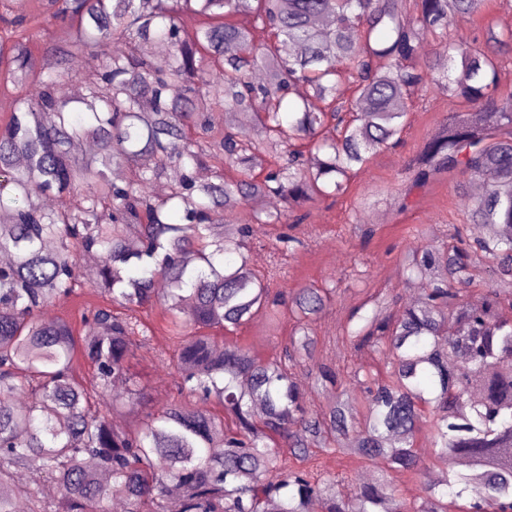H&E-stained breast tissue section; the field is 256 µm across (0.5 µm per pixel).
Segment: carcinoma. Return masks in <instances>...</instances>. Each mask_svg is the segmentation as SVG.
Listing matches in <instances>:
<instances>
[{
  "mask_svg": "<svg viewBox=\"0 0 512 512\" xmlns=\"http://www.w3.org/2000/svg\"><path fill=\"white\" fill-rule=\"evenodd\" d=\"M484 0H35L27 17L0 16V512H448L442 489L467 512L512 505V98L499 99L486 51L448 40ZM186 16L197 19L189 33ZM433 39L437 47L425 50ZM120 46L82 78L76 99L58 94L66 57ZM166 55L164 68L154 64ZM347 82L353 97L336 93ZM434 84L466 103L410 161L413 185L461 171L482 184L469 220L490 228L434 240L405 256L421 296L397 311L369 299L353 346L382 356L385 374L355 365L297 372L310 359L324 289L272 293L279 268L249 264L255 224H287L320 198L343 193L369 159L407 125L412 91ZM317 99L321 106L311 105ZM115 167L125 179L112 180ZM211 176L200 182L198 169ZM165 181L167 193L145 192ZM278 198L283 208H259ZM56 206H47V200ZM253 203L242 222L224 209ZM99 263L84 267L80 257ZM491 285L468 286L479 269ZM168 283L165 293L157 279ZM93 289L97 301L47 322L42 310ZM284 306L294 335L263 361L218 342ZM157 307L175 345L181 399L129 424L103 393L123 383L138 347L131 312ZM81 358L95 380L76 374ZM335 385L324 409L309 384ZM25 395L29 404L17 403ZM426 428L432 466L461 468L436 485L416 450ZM319 448L387 471L341 486L294 469ZM36 468L58 488L46 499L18 472ZM421 484L400 496L388 472ZM269 472L280 479L264 480Z\"/></svg>",
  "mask_w": 512,
  "mask_h": 512,
  "instance_id": "cac0c4a2",
  "label": "carcinoma"
}]
</instances>
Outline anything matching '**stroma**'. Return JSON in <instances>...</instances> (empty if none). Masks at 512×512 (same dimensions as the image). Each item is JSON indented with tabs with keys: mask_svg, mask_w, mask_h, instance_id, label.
<instances>
[{
	"mask_svg": "<svg viewBox=\"0 0 512 512\" xmlns=\"http://www.w3.org/2000/svg\"><path fill=\"white\" fill-rule=\"evenodd\" d=\"M505 28H512V0H485L480 14L454 25L451 37L483 47L489 31ZM461 107V101L442 94L433 84L415 90L400 145L374 155L352 177L347 192L309 206L303 223L292 229L278 289L290 295L313 284L332 291V302L317 321L313 364L323 363L340 373L353 364L380 365L378 354L370 349L336 345L333 337L343 335L352 314L370 296H393L401 307L411 302L418 288L403 278L404 255L424 246L430 236L445 237L454 226L466 223L475 181L455 171L413 191L408 169L424 143L438 135L451 113ZM141 318L154 335L129 364L142 395L125 402L122 415L127 419L171 402L176 394V373L167 361L173 350L162 318L155 309L143 311ZM293 328L289 315H281L273 325L258 315L225 332L224 339L270 360L278 356Z\"/></svg>",
	"mask_w": 512,
	"mask_h": 512,
	"instance_id": "obj_1",
	"label": "stroma"
}]
</instances>
